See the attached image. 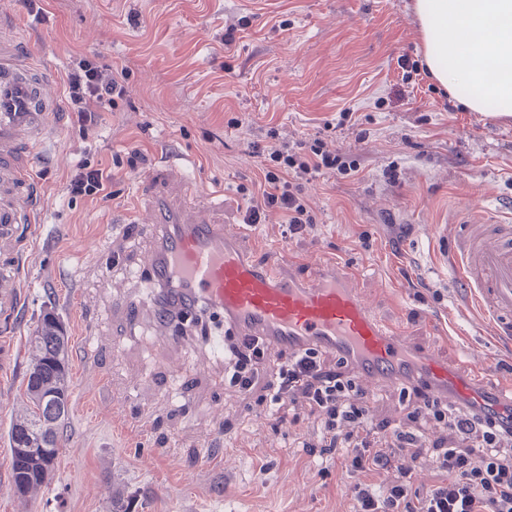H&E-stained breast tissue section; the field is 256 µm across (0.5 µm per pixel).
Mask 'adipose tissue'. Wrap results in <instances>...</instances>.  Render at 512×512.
Returning a JSON list of instances; mask_svg holds the SVG:
<instances>
[{
  "label": "adipose tissue",
  "mask_w": 512,
  "mask_h": 512,
  "mask_svg": "<svg viewBox=\"0 0 512 512\" xmlns=\"http://www.w3.org/2000/svg\"><path fill=\"white\" fill-rule=\"evenodd\" d=\"M431 74L474 112L512 117V0H416Z\"/></svg>",
  "instance_id": "1"
}]
</instances>
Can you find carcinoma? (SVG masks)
<instances>
[{
    "instance_id": "1",
    "label": "carcinoma",
    "mask_w": 512,
    "mask_h": 512,
    "mask_svg": "<svg viewBox=\"0 0 512 512\" xmlns=\"http://www.w3.org/2000/svg\"><path fill=\"white\" fill-rule=\"evenodd\" d=\"M68 337L57 317L45 312L31 339L26 396L29 405L13 418L9 448H34L36 457L24 469L10 467L14 494L25 500L50 478L59 454L60 430L69 419Z\"/></svg>"
}]
</instances>
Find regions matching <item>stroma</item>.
Returning a JSON list of instances; mask_svg holds the SVG:
<instances>
[{"mask_svg":"<svg viewBox=\"0 0 512 512\" xmlns=\"http://www.w3.org/2000/svg\"><path fill=\"white\" fill-rule=\"evenodd\" d=\"M414 3L41 0L33 16L0 0V37L31 46L51 92L64 94L79 56L128 72L97 137L66 109L35 148L36 221L19 226L12 256L21 305L0 320L16 359L0 385V459L46 310L69 338L71 412L48 484L26 502L0 492V512H108L133 495L136 512H352L351 478L337 465L320 477L305 451L322 443L318 414L272 416L262 388L225 386L223 354L159 344L158 292L138 274L153 244L134 220L146 178L223 199L225 231L243 233L266 264L285 257L309 278L316 264L345 261L377 318L442 361L512 358V343L475 332L444 258L470 212L512 218V119L466 110L431 76ZM326 126L328 149L357 170L302 183L315 231L286 235L279 210L244 226L265 166L254 144L273 134L295 149ZM86 163L111 168L113 198L67 195ZM363 390L378 434L406 424L398 386Z\"/></svg>","mask_w":512,"mask_h":512,"instance_id":"1","label":"stroma"}]
</instances>
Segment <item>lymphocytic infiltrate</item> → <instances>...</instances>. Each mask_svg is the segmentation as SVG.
<instances>
[{
  "instance_id": "1",
  "label": "lymphocytic infiltrate",
  "mask_w": 512,
  "mask_h": 512,
  "mask_svg": "<svg viewBox=\"0 0 512 512\" xmlns=\"http://www.w3.org/2000/svg\"><path fill=\"white\" fill-rule=\"evenodd\" d=\"M126 77V72L99 65L89 57L75 63L67 75L66 98L84 133H95L101 112L125 97ZM265 152L278 168L266 171L264 187L248 198L245 224L257 226L266 210L277 208L287 217L289 235L313 231L316 224L300 195L301 181L325 169L348 173L350 163L327 150L319 137L301 152H287L273 141L267 143ZM224 357L225 382L249 391L267 360V342L261 336H225ZM266 389L273 414L299 403L322 414L319 456L339 462L355 477L353 512H512L511 406L489 399L467 403L461 412L450 410L439 398L423 396L410 418L426 419L464 442L460 448L432 452L424 436L403 429L379 442L367 424L369 409L362 390L354 379L323 371L319 349L308 347L281 355ZM427 454L444 478L419 492L413 488V471ZM376 471H391L395 477L379 486L369 480Z\"/></svg>"
}]
</instances>
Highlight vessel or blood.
Returning <instances> with one entry per match:
<instances>
[{"label":"vessel or blood","mask_w":512,"mask_h":512,"mask_svg":"<svg viewBox=\"0 0 512 512\" xmlns=\"http://www.w3.org/2000/svg\"><path fill=\"white\" fill-rule=\"evenodd\" d=\"M47 78L20 56L15 45L0 47V243L16 240L18 227L34 223L36 186L32 148L59 117L60 102L46 94ZM143 188L152 203V223L161 249L145 260L147 285L179 280L184 303L153 314L163 344H184L171 335L177 319L227 323L236 336L270 337L275 350L309 344L338 351L357 376L375 384L427 386L432 394L481 400L491 362L473 355L448 365L434 352H417L387 326L359 295L343 261L297 279L285 267L249 256L240 237L227 235L210 212L174 208L151 181ZM458 278L489 330L512 339V225L497 220L463 225L452 257ZM20 299L15 270L0 272V316ZM421 360L424 377L407 376L404 363Z\"/></svg>","instance_id":"1"}]
</instances>
